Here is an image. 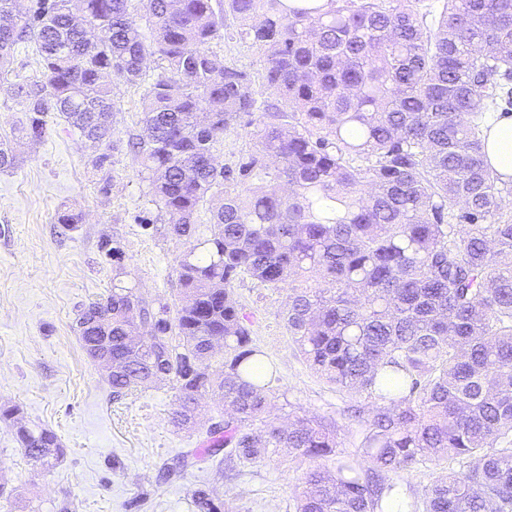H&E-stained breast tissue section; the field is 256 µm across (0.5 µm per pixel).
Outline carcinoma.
<instances>
[{"instance_id": "1", "label": "carcinoma", "mask_w": 512, "mask_h": 512, "mask_svg": "<svg viewBox=\"0 0 512 512\" xmlns=\"http://www.w3.org/2000/svg\"><path fill=\"white\" fill-rule=\"evenodd\" d=\"M132 2L30 0L0 34V82L16 45L35 42L39 75L9 84L27 134L42 137L43 116L59 112L109 147L104 74L137 82L153 48L167 62L131 147L158 174L149 195L169 234L189 243L184 303L154 307L105 240L112 289L73 328L87 357L112 360L115 401L172 381L182 428L206 393L224 399L207 445L168 475L223 450L233 468L307 464L295 512H512V177L485 151L512 114V0H146L149 44ZM216 40L261 53L275 101L209 51ZM243 115L255 116L254 149L220 167L214 149ZM221 187L204 236L200 205ZM241 275L288 286L284 320L303 359L364 401L357 448H339L333 420L272 416L276 370L234 294ZM19 414L0 407L28 460L64 456ZM429 464L442 471L422 494L403 492V474ZM193 503L237 512L214 490Z\"/></svg>"}]
</instances>
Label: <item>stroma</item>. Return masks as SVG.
<instances>
[{"label":"stroma","mask_w":512,"mask_h":512,"mask_svg":"<svg viewBox=\"0 0 512 512\" xmlns=\"http://www.w3.org/2000/svg\"><path fill=\"white\" fill-rule=\"evenodd\" d=\"M146 77L119 82L114 94L110 159L93 165L101 149L57 113H48L41 139L27 136V114L0 87V141L15 155L0 170V406H19L28 425L50 428L65 454L50 466L32 465L16 429L0 422V483L15 488L0 512H196V490L216 488L238 512H293L303 474L297 465L266 462L241 475L222 476L218 459L194 463L166 479L170 460L199 447L202 428L171 422L176 391L162 382L116 401L105 368L84 353L73 330L78 311L112 286V263L99 245L118 240L125 279L155 305L179 304L177 261L187 250L166 224L147 232L138 215H157L149 175L127 142L142 132L143 97L164 61L150 56ZM81 216L60 231L57 211ZM234 293L248 315L252 337L277 369L273 412L335 420L342 447L355 448L357 424L347 409L354 397L314 374L288 335L284 288H265L242 276Z\"/></svg>","instance_id":"35a3bbf8"}]
</instances>
